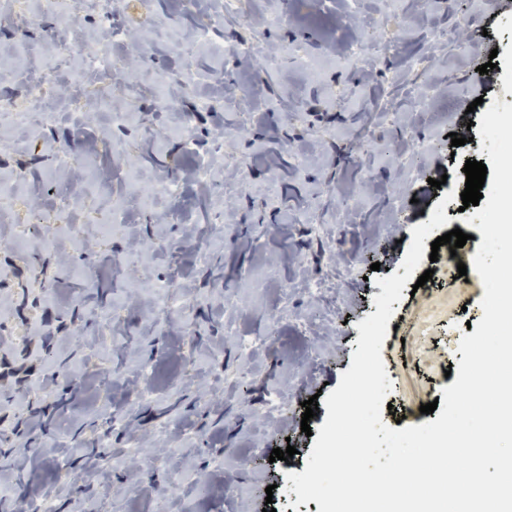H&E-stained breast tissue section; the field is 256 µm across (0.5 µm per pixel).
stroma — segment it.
<instances>
[{
  "mask_svg": "<svg viewBox=\"0 0 512 512\" xmlns=\"http://www.w3.org/2000/svg\"><path fill=\"white\" fill-rule=\"evenodd\" d=\"M70 11L65 32L50 16L0 22V42L32 72L55 66L70 104L51 126L31 119L27 139L0 127V187L17 199L0 213V438L28 443L17 427L34 414L45 442L85 454L70 474L58 454L35 456L0 504L29 512L65 477L74 512H319L287 490L316 442L302 403L349 370L376 278L398 272L441 194L455 195L451 224L476 213L462 204L461 171L489 157L481 139L455 148L450 136L480 120L475 99L512 104V0H240L231 12L224 0H157L150 23L138 0H71ZM62 36L107 41L111 86L74 81L79 60L58 54ZM417 58L424 71H411ZM491 61L490 85L478 68ZM145 71L169 80L180 110L162 107ZM60 146L75 158L62 172ZM415 155L403 179L398 165ZM155 176L174 191L153 196ZM116 202L124 228L106 237L100 221ZM60 211L65 226L48 227ZM466 232V282L425 258L437 287L403 289L395 305L381 351L388 426L431 422L419 408L452 385L445 372L483 315L470 267L483 236ZM166 283L181 313L160 311ZM241 336L258 341L248 370ZM275 392L283 412L265 428L256 414ZM134 438L178 454L144 465L132 488L112 457ZM289 445L290 461H270ZM86 468L103 471L104 490L88 494Z\"/></svg>",
  "mask_w": 512,
  "mask_h": 512,
  "instance_id": "stroma-1",
  "label": "stroma"
}]
</instances>
